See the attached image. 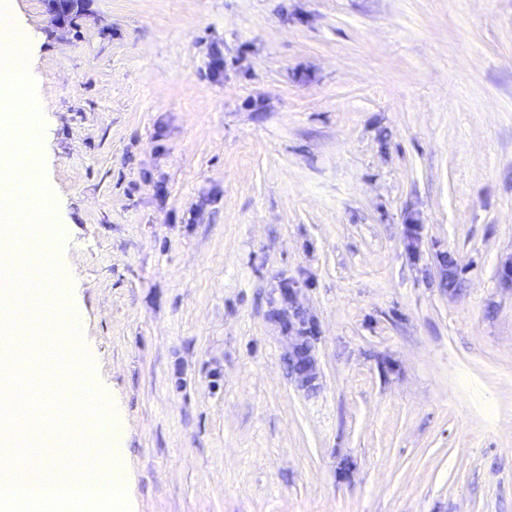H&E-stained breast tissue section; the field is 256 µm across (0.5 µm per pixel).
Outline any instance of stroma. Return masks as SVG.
<instances>
[{
	"label": "stroma",
	"instance_id": "obj_1",
	"mask_svg": "<svg viewBox=\"0 0 512 512\" xmlns=\"http://www.w3.org/2000/svg\"><path fill=\"white\" fill-rule=\"evenodd\" d=\"M10 3L132 512H512V0ZM281 292L283 302L289 306V311L284 309L277 312L276 317L285 331L295 329L297 334V336H294L295 342L288 356L289 373L301 386H308L314 379L315 371V360L311 345V339L314 336H309L310 331L305 328L306 322L303 312L291 288L282 289ZM296 326L298 327L296 328Z\"/></svg>",
	"mask_w": 512,
	"mask_h": 512
}]
</instances>
